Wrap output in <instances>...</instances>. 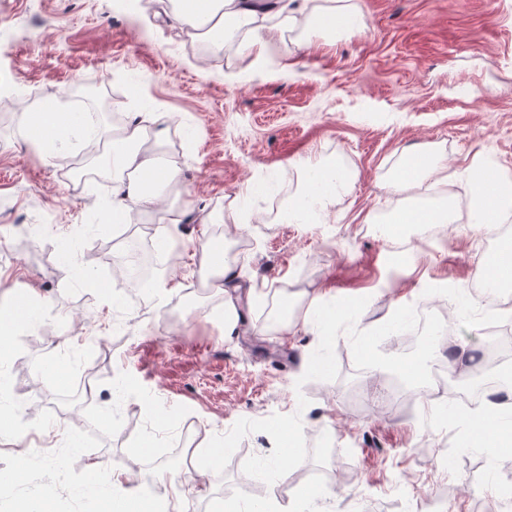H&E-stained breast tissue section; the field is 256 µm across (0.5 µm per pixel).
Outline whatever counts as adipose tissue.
<instances>
[{
  "label": "adipose tissue",
  "mask_w": 512,
  "mask_h": 512,
  "mask_svg": "<svg viewBox=\"0 0 512 512\" xmlns=\"http://www.w3.org/2000/svg\"><path fill=\"white\" fill-rule=\"evenodd\" d=\"M262 0H163L161 10L177 28L193 29L200 40L214 34L235 37L237 49L248 56H263L277 33L276 27L259 21ZM278 13L286 19L303 16L315 29L330 35H340L356 28L358 16L340 0L328 5L313 0H274ZM106 140L113 147L112 159L103 165V172L112 181V214L121 220L130 219L132 211L149 213L155 210L160 197L157 186H178L183 182L182 171L173 164L162 163L158 150L165 145L168 129L155 125L146 130L142 125L107 130ZM442 169L440 156L426 152L407 155L401 170L387 179L384 187L393 193L433 182ZM305 173L297 192L289 200L282 217L289 224L324 222L337 197L351 181L348 172L325 166L323 162L304 166ZM512 212V188L503 186L482 189L473 206L469 221L479 228H490L501 222L504 214ZM456 221L453 207L445 201L428 204L391 215L388 222L393 234L404 233L409 224H452ZM199 251L203 267L220 277L218 289L224 295V332L233 334L240 313L237 295L232 287L239 271L229 263L221 249L210 241H202ZM459 418L473 423L467 445L471 448H507L512 446V429L501 426L499 402L487 401L479 409H458ZM167 482L170 499L165 509H158L155 499L131 488L129 477L102 469L95 485L98 512H182L181 503L190 479L184 472L169 474Z\"/></svg>",
  "instance_id": "1"
}]
</instances>
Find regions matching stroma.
Instances as JSON below:
<instances>
[{
    "label": "stroma",
    "instance_id": "1",
    "mask_svg": "<svg viewBox=\"0 0 512 512\" xmlns=\"http://www.w3.org/2000/svg\"><path fill=\"white\" fill-rule=\"evenodd\" d=\"M351 3L360 30L299 34L284 22L257 59L206 51L156 17V0H0V309L21 295L46 299L38 323L12 333V354L0 362L9 381L0 411L34 398L30 413L16 414V433L0 435V473L27 457L0 512L45 496L57 512H97L98 463L118 460L130 472L144 458L164 459L153 477L162 489L167 471L194 470L198 450L238 419L295 412L304 463L270 486L246 476L245 459L273 449L268 434H248L224 475L205 472L189 487L185 512L271 495L284 507L299 485L320 491L303 512H428L434 501L455 512L505 508L512 447L491 457L457 452L465 428L435 419L442 398L416 393L395 412L369 404L380 379L356 368L347 336L335 344V380H301L319 343L317 328L303 323L312 302L368 297L361 330L403 305L445 313L450 341L438 344V365L452 348L486 355L489 312L512 305V288L476 287L477 260L489 251L484 229L428 225L400 267L390 240L368 226L403 204L378 179L411 150L442 157L448 179L431 197L454 205L486 159L512 174V0ZM95 81L123 118L162 113L167 159L184 174L180 198L129 224L97 221L111 213L112 195L99 189L81 126L42 141L24 132L28 113L48 100L69 110L73 88ZM331 154L355 179L327 223L264 222L263 201L299 180L304 162ZM164 225L176 289L160 308L122 284L111 245L125 233L145 242L147 228ZM203 234L244 242L239 284L253 299L230 336L223 295L188 272ZM90 278L97 287H87ZM285 295L292 326L266 334ZM85 381L105 418L92 429L83 407L60 404ZM144 440L146 456L136 451Z\"/></svg>",
    "mask_w": 512,
    "mask_h": 512
}]
</instances>
